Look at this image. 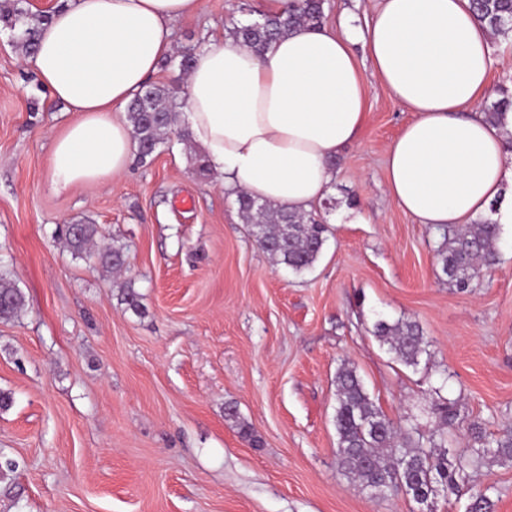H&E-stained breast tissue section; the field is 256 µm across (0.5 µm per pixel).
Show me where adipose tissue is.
<instances>
[{"label": "adipose tissue", "instance_id": "obj_1", "mask_svg": "<svg viewBox=\"0 0 512 512\" xmlns=\"http://www.w3.org/2000/svg\"><path fill=\"white\" fill-rule=\"evenodd\" d=\"M198 0H70L28 58L53 100L79 113L52 144L51 184L63 192L124 172L136 153L125 109L174 43ZM365 47L373 77L414 117L386 158L396 206L440 229L486 214L512 183V109L480 108L491 35L470 0H381L363 27L301 28L256 52L210 35L181 92L193 138L227 189L309 211L326 195L329 161L358 139Z\"/></svg>", "mask_w": 512, "mask_h": 512}]
</instances>
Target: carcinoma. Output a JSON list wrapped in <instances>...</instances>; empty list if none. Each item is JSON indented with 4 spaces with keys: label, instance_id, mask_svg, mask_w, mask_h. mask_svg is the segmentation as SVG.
<instances>
[{
    "label": "carcinoma",
    "instance_id": "carcinoma-1",
    "mask_svg": "<svg viewBox=\"0 0 512 512\" xmlns=\"http://www.w3.org/2000/svg\"><path fill=\"white\" fill-rule=\"evenodd\" d=\"M477 21L494 35L512 32V0H471ZM326 0H294L292 8L281 16L260 14L254 22L235 25L228 35L255 51L301 27H318L325 17ZM51 14L32 12L27 0H0V24L14 33L23 54H33L43 24ZM512 105V96L502 90V98L482 111L489 122L499 119ZM186 103L169 88L147 85L127 107V121L137 145V159L147 163L167 143L172 133L169 117L184 110ZM238 211L250 224V235L265 253L295 273L309 270L319 258L329 228L311 213H300L286 206L260 203L242 191L233 192ZM500 228L488 219L463 229L457 225L444 228V246L439 250L442 273L448 284L460 290L470 288L483 270L497 263V241ZM75 256H82L98 233L94 224L78 225V232L60 228ZM96 265L105 272L120 270L126 264L123 246L114 245L95 255ZM120 301L130 310L142 308L140 294L127 283L119 290ZM24 296L15 283L0 278V320L17 315ZM374 336L390 346L402 362L411 365L427 352L422 330L415 322L399 320L390 323L380 319L374 325ZM336 414L338 465L358 479L375 496L386 499L404 492L419 504L434 499L439 492L455 491L469 477L470 470L485 460H512V427L498 437L479 438L480 447L468 454L449 453L446 428L455 413L444 409V428L427 441L414 438L413 431L394 425L376 408L356 370L342 366L336 374ZM467 512H491L487 490L469 488Z\"/></svg>",
    "mask_w": 512,
    "mask_h": 512
}]
</instances>
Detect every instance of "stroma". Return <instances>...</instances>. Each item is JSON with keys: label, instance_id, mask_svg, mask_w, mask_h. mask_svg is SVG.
<instances>
[{"label": "stroma", "instance_id": "obj_1", "mask_svg": "<svg viewBox=\"0 0 512 512\" xmlns=\"http://www.w3.org/2000/svg\"><path fill=\"white\" fill-rule=\"evenodd\" d=\"M260 0H199L174 26L194 52L216 28L256 19ZM366 71L360 138L330 160L313 210L329 227L314 266L274 264L233 196L196 171L202 147L171 135L147 164L58 192L53 140L77 120L53 101L0 26V276L25 304L0 321V512H422L405 494L375 498L337 463L336 372L354 367L376 407L423 436L453 403L448 447L512 427V226L498 260L465 291L450 287L443 233L385 192L387 150L412 114ZM93 222L95 247L124 246L111 275L74 256L62 224ZM133 283L142 313L121 304ZM419 324L417 365L373 334ZM262 441L252 447L227 407ZM470 483L512 512V462Z\"/></svg>", "mask_w": 512, "mask_h": 512}]
</instances>
